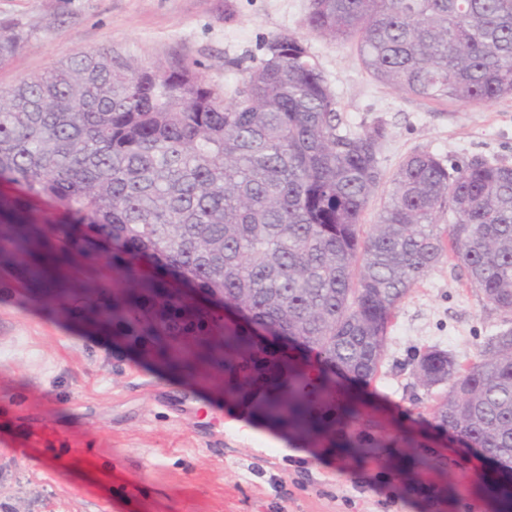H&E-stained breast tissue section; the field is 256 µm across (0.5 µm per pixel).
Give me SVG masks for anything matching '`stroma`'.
Listing matches in <instances>:
<instances>
[{
	"label": "stroma",
	"instance_id": "stroma-1",
	"mask_svg": "<svg viewBox=\"0 0 512 512\" xmlns=\"http://www.w3.org/2000/svg\"><path fill=\"white\" fill-rule=\"evenodd\" d=\"M310 0H0V25L22 31L0 87L41 73L82 52L112 49L146 66L194 65L232 95L242 74L234 60L262 57L274 35L301 38L353 129L385 122L380 165L386 177L366 209L376 223L390 177L417 150L466 161L512 164V97L478 107L418 99L376 81L354 45L312 34ZM60 211L33 198L18 212L47 225L48 256H69L90 270L92 287L73 274L51 288L13 281L0 266V512H435L449 491V512H486L478 495L491 466L474 448L435 427L441 387L413 373L428 349L474 361L486 337L512 328V313L487 306L447 261L423 278L395 309L385 357L367 382L331 377L357 399L346 420L357 435L365 418L399 422L425 446L419 455L421 498L395 484L403 449L360 448L353 468L337 466L324 439L295 435L253 416L224 392L223 350L211 363L182 352L168 368L152 336H116L113 322L136 325L139 306L121 299L105 264L76 254ZM283 441L285 449L274 448ZM63 469L48 467V459Z\"/></svg>",
	"mask_w": 512,
	"mask_h": 512
}]
</instances>
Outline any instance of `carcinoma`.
<instances>
[{
  "instance_id": "1",
  "label": "carcinoma",
  "mask_w": 512,
  "mask_h": 512,
  "mask_svg": "<svg viewBox=\"0 0 512 512\" xmlns=\"http://www.w3.org/2000/svg\"><path fill=\"white\" fill-rule=\"evenodd\" d=\"M305 25L354 44L373 78L407 95L470 106L512 96V0H310ZM22 41L0 26V65ZM231 65L243 77L228 101L188 64L152 68L108 49L1 87L0 181L59 202V223L110 241L107 264L133 287L164 298V275L187 269L197 287L224 289L254 323L362 382L378 372L397 305L447 260L512 313V165L416 151L365 233L384 123L346 128L293 33L267 41L258 62ZM147 244L159 264L138 281L124 255ZM251 356L256 370L271 358L277 368L256 408L307 434L336 425L334 407L279 397L278 344ZM414 374L448 386L439 430L512 471V328L468 365L429 349Z\"/></svg>"
}]
</instances>
